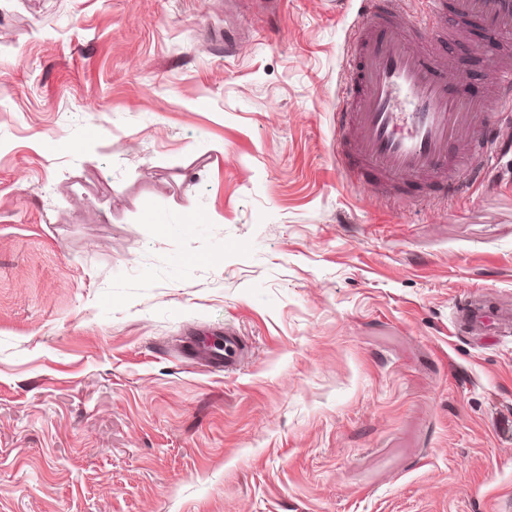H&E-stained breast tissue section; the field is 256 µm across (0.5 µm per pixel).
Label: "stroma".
Wrapping results in <instances>:
<instances>
[{
    "instance_id": "stroma-1",
    "label": "stroma",
    "mask_w": 512,
    "mask_h": 512,
    "mask_svg": "<svg viewBox=\"0 0 512 512\" xmlns=\"http://www.w3.org/2000/svg\"><path fill=\"white\" fill-rule=\"evenodd\" d=\"M359 6L0 0V512H512V114L454 200L348 182Z\"/></svg>"
}]
</instances>
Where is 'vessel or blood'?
<instances>
[{
    "label": "vessel or blood",
    "mask_w": 512,
    "mask_h": 512,
    "mask_svg": "<svg viewBox=\"0 0 512 512\" xmlns=\"http://www.w3.org/2000/svg\"><path fill=\"white\" fill-rule=\"evenodd\" d=\"M430 18L452 14L448 37H468L480 21L488 37L512 33V0H428ZM439 32L406 12L401 0H361L350 34L343 91L336 102V157L344 177H379L374 192L418 181L457 194L458 176L476 172L496 136L488 119L512 112V51L494 56V92L474 98L456 90L450 60L435 52Z\"/></svg>",
    "instance_id": "1"
}]
</instances>
